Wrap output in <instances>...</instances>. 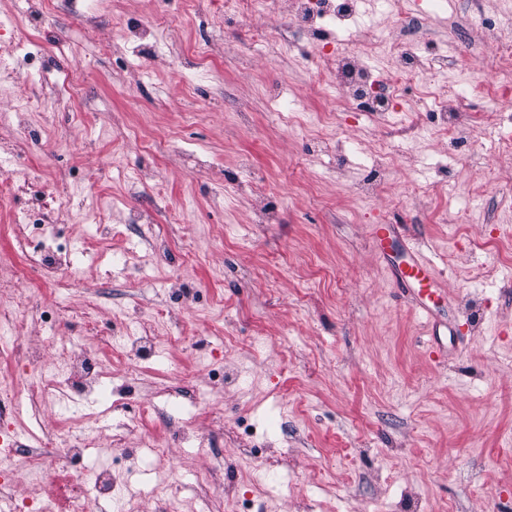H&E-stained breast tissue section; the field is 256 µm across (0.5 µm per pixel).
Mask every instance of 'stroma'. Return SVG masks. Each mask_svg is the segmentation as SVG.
I'll list each match as a JSON object with an SVG mask.
<instances>
[{
	"instance_id": "obj_1",
	"label": "stroma",
	"mask_w": 512,
	"mask_h": 512,
	"mask_svg": "<svg viewBox=\"0 0 512 512\" xmlns=\"http://www.w3.org/2000/svg\"><path fill=\"white\" fill-rule=\"evenodd\" d=\"M426 19L449 71L482 88L450 109L489 131L468 152L427 126L418 91L372 118L343 92L318 95L331 64L316 43L277 53L267 31L290 17L242 16L224 0H97L93 12L0 0V320L38 350L30 380L64 376L58 356L92 355L106 391L62 390L25 403L11 430L28 447L87 435L79 468L131 472L140 512H158L150 437L175 467L188 512H512V153L492 137L512 84L492 66L483 18L512 0H447ZM391 6L355 0L352 39L386 30ZM69 80L71 99L51 86ZM319 113L294 126L277 95ZM67 210L42 229L15 221L41 191ZM402 224L469 325L452 357L428 351L423 317L401 295L372 240ZM69 244L52 278L27 276L37 240ZM153 317L157 346L124 356L133 311ZM127 390L123 410L108 387ZM192 406L181 437L166 408ZM154 406L113 447L123 415ZM224 418V458L196 434ZM48 476L16 458L15 504L50 499Z\"/></svg>"
}]
</instances>
